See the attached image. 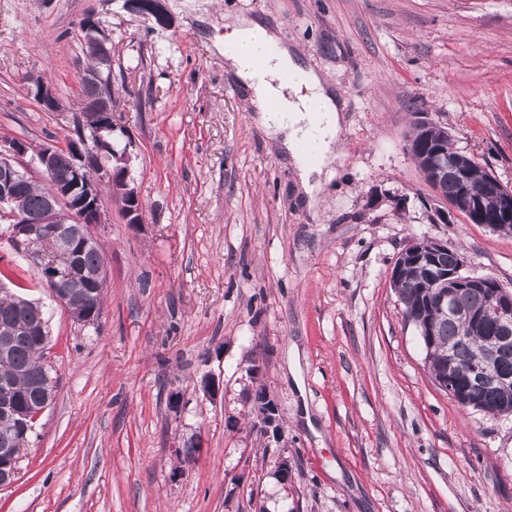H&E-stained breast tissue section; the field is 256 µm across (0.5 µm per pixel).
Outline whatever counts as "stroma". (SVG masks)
I'll return each mask as SVG.
<instances>
[{
    "label": "stroma",
    "instance_id": "1",
    "mask_svg": "<svg viewBox=\"0 0 512 512\" xmlns=\"http://www.w3.org/2000/svg\"><path fill=\"white\" fill-rule=\"evenodd\" d=\"M164 7L162 26L124 0H0V142L74 137L78 24L93 17L112 49L113 142L129 148L143 200L130 224L102 190L95 328L75 324L0 233V268L50 318L57 379L0 512H512V416L439 389L391 282L399 253L427 238L512 288V235L440 221L448 203L409 150L426 117L512 187V0ZM242 16L263 19L345 102L343 155L317 207L224 62ZM32 75L53 82L59 109L29 94ZM260 387L281 441L251 427Z\"/></svg>",
    "mask_w": 512,
    "mask_h": 512
}]
</instances>
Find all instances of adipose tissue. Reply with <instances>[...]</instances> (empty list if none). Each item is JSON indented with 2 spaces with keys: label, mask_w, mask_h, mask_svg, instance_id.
Wrapping results in <instances>:
<instances>
[{
  "label": "adipose tissue",
  "mask_w": 512,
  "mask_h": 512,
  "mask_svg": "<svg viewBox=\"0 0 512 512\" xmlns=\"http://www.w3.org/2000/svg\"><path fill=\"white\" fill-rule=\"evenodd\" d=\"M224 58L242 84L260 124L286 151L298 171L308 205L322 190L323 171L341 154L343 102L339 93L277 33L253 17L240 18L224 37ZM314 145L308 158L306 145Z\"/></svg>",
  "instance_id": "obj_1"
}]
</instances>
